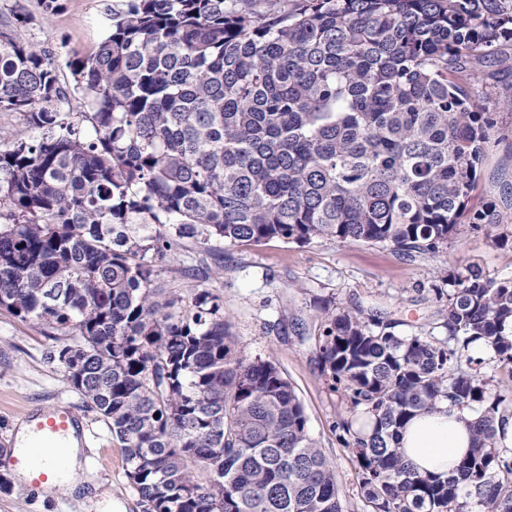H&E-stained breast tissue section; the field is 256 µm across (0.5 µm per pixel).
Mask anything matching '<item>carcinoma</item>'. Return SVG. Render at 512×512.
I'll return each instance as SVG.
<instances>
[{
    "instance_id": "cac0c4a2",
    "label": "carcinoma",
    "mask_w": 512,
    "mask_h": 512,
    "mask_svg": "<svg viewBox=\"0 0 512 512\" xmlns=\"http://www.w3.org/2000/svg\"><path fill=\"white\" fill-rule=\"evenodd\" d=\"M0 14V310L44 330L48 363L124 448L143 512H345L303 404L239 349L220 297L156 283L183 239L211 250L319 238L437 254L463 224L497 132L488 61L512 0H128L62 85ZM448 340L320 308L321 374L367 512H512V280L446 275ZM482 341L487 357L474 358ZM476 414L470 452L422 475L400 433L442 401ZM369 422L368 433L354 424Z\"/></svg>"
}]
</instances>
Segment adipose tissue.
<instances>
[{"instance_id": "ef3b65f1", "label": "adipose tissue", "mask_w": 512, "mask_h": 512, "mask_svg": "<svg viewBox=\"0 0 512 512\" xmlns=\"http://www.w3.org/2000/svg\"><path fill=\"white\" fill-rule=\"evenodd\" d=\"M470 419L469 411L444 404L414 417L401 437L405 459L419 472L447 475L471 446Z\"/></svg>"}]
</instances>
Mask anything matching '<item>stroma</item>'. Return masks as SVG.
Wrapping results in <instances>:
<instances>
[{
  "instance_id": "stroma-1",
  "label": "stroma",
  "mask_w": 512,
  "mask_h": 512,
  "mask_svg": "<svg viewBox=\"0 0 512 512\" xmlns=\"http://www.w3.org/2000/svg\"><path fill=\"white\" fill-rule=\"evenodd\" d=\"M21 2L31 19L19 33L28 42L45 44L56 52L60 81L72 84L69 61L89 54L104 38L112 13L127 0H59V8L43 17L38 0H0V11ZM505 137L489 152L479 176L476 199L504 196L512 188V109L498 111ZM222 265L219 277L208 281L185 274L200 259ZM478 264L496 279L512 278V241L497 245L483 232L462 227L436 255L406 258L391 248L327 238L297 245L284 240L213 244L203 252L184 240L173 265L158 270V279L183 300L207 290L224 302L239 348L252 358L273 361L293 383L301 399L312 436L336 470L345 512H366L357 488L351 456L339 442L333 425L346 405L334 392L317 364L314 336L316 306L359 307L396 320V335L446 338L435 290L439 272ZM49 343L41 329L0 310V455L14 443L22 415L36 405L64 400L81 412L95 433L89 452L94 464L79 470L75 480L82 494L61 497L17 481L13 470L0 465V512H87L86 495H93L98 512H142L139 496L127 478L129 465L120 442L93 411L83 406L60 368L48 364Z\"/></svg>"
}]
</instances>
